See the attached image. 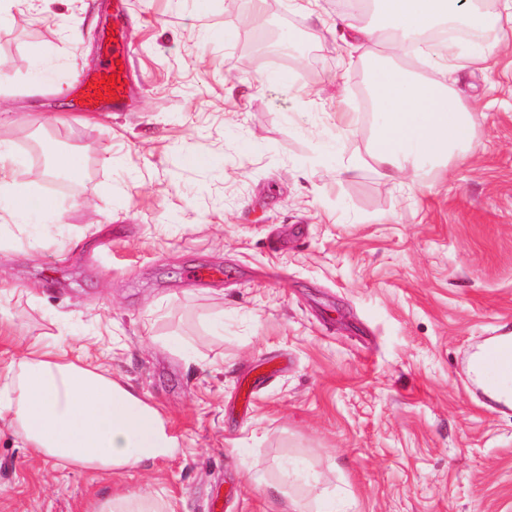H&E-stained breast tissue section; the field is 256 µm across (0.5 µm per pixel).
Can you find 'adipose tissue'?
<instances>
[{
  "instance_id": "ef3b65f1",
  "label": "adipose tissue",
  "mask_w": 512,
  "mask_h": 512,
  "mask_svg": "<svg viewBox=\"0 0 512 512\" xmlns=\"http://www.w3.org/2000/svg\"><path fill=\"white\" fill-rule=\"evenodd\" d=\"M500 14H487L473 0H370L378 25L352 29L353 41L373 42L364 58L378 120L369 158L380 176L393 179L423 156L471 149L473 119L448 84L410 70L407 44L441 24L479 30L494 26L512 40V0ZM24 161L0 141V197L9 213L40 209L53 216L54 200L43 199L38 179L16 183ZM8 419L22 447L76 470L118 474L142 462L179 453L160 412L138 393L95 369L61 359L36 342L24 344L0 369V420Z\"/></svg>"
}]
</instances>
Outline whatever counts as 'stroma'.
<instances>
[{"instance_id":"1","label":"stroma","mask_w":512,"mask_h":512,"mask_svg":"<svg viewBox=\"0 0 512 512\" xmlns=\"http://www.w3.org/2000/svg\"><path fill=\"white\" fill-rule=\"evenodd\" d=\"M304 2L257 18L250 0H126L118 112L72 113V91L36 89L30 68L37 52L98 68L112 0H18L0 23L16 182L37 168L28 144L82 159L71 190L41 185L55 218L0 219V368L22 343L60 344L181 447L118 476L64 470L1 421L0 512H88L113 491L175 512H512V408L467 370L512 332V49L451 75L409 56L460 94L478 149L387 180L349 38L372 16ZM285 33L306 47L284 51Z\"/></svg>"}]
</instances>
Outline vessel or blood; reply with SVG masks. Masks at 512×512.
Wrapping results in <instances>:
<instances>
[{
    "instance_id": "obj_1",
    "label": "vessel or blood",
    "mask_w": 512,
    "mask_h": 512,
    "mask_svg": "<svg viewBox=\"0 0 512 512\" xmlns=\"http://www.w3.org/2000/svg\"><path fill=\"white\" fill-rule=\"evenodd\" d=\"M103 58L99 67L85 71L76 80V96L72 102L74 111L97 112L104 104H112L113 108H121L128 90V72L123 65L128 62L130 49L125 41L122 17L120 13L112 15V37L102 42ZM115 76V91L104 96H97L96 89L103 77Z\"/></svg>"
}]
</instances>
